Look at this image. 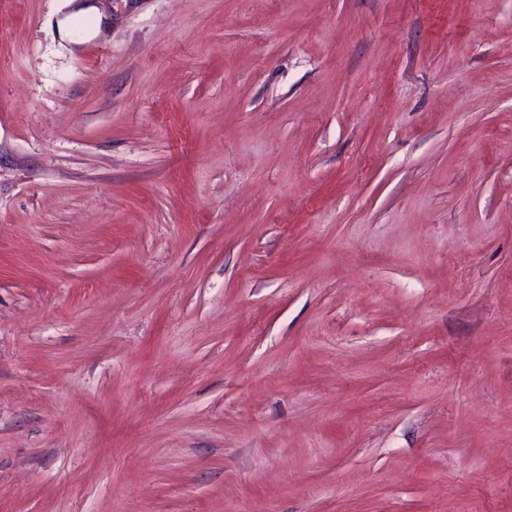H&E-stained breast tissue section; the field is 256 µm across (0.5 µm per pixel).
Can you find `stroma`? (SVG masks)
<instances>
[{
	"label": "stroma",
	"mask_w": 512,
	"mask_h": 512,
	"mask_svg": "<svg viewBox=\"0 0 512 512\" xmlns=\"http://www.w3.org/2000/svg\"><path fill=\"white\" fill-rule=\"evenodd\" d=\"M0 0V512H512V0Z\"/></svg>",
	"instance_id": "1"
}]
</instances>
